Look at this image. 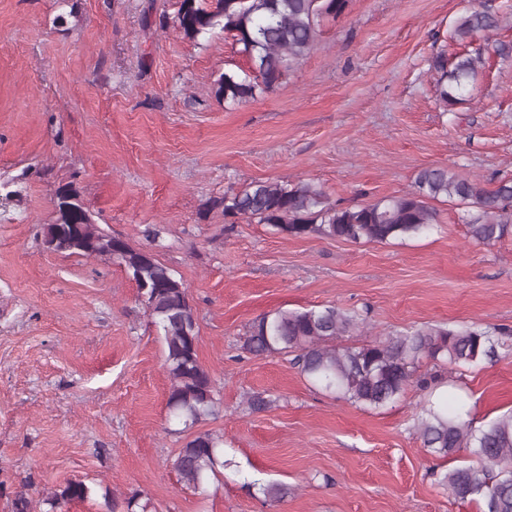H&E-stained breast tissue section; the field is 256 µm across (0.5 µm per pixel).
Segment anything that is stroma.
Wrapping results in <instances>:
<instances>
[{
    "label": "stroma",
    "mask_w": 512,
    "mask_h": 512,
    "mask_svg": "<svg viewBox=\"0 0 512 512\" xmlns=\"http://www.w3.org/2000/svg\"><path fill=\"white\" fill-rule=\"evenodd\" d=\"M150 5L173 15L178 0H0V184L22 190L0 213V512L16 492L36 502L71 480L94 494L58 512H103L108 490L153 512H479L436 479L474 455L431 454L415 406L448 390L474 425L495 418L512 408V351L423 366L427 388L369 409L243 344L281 308L367 311L356 345L428 324L512 326V236L473 242L455 202H435L429 233L387 244L228 224L211 202L254 181L306 180L354 206L405 194L436 166L512 178V54L493 51L512 47V0H349L281 85L234 106L212 92L246 64L232 38L145 29ZM474 7L499 26L458 42ZM440 53L484 60L448 107L430 67ZM68 181L95 224L186 284L217 414L169 421L163 340L123 268L44 250ZM257 392L274 406L252 411ZM206 431L234 465L199 493L173 462ZM268 482L287 497L266 501Z\"/></svg>",
    "instance_id": "35a3bbf8"
}]
</instances>
